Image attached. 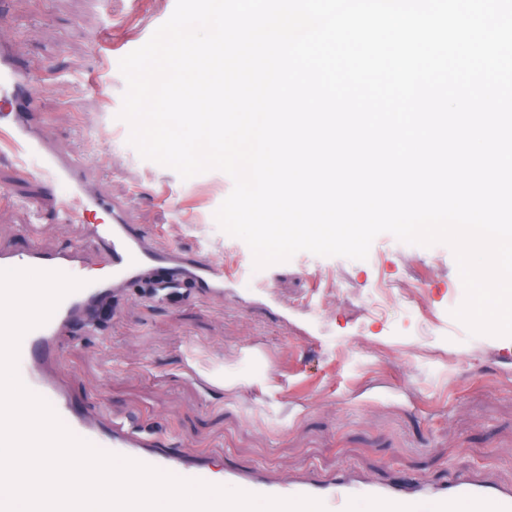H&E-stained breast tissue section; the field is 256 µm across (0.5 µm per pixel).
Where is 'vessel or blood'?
I'll use <instances>...</instances> for the list:
<instances>
[{"label": "vessel or blood", "instance_id": "b4317fda", "mask_svg": "<svg viewBox=\"0 0 512 512\" xmlns=\"http://www.w3.org/2000/svg\"><path fill=\"white\" fill-rule=\"evenodd\" d=\"M33 82V76L15 65L10 46L0 42V161L46 189L57 222L83 224L89 215L100 211L109 217L107 223L92 226L104 242L108 274L67 294L45 324L23 336L19 347L29 390L50 403L71 433L102 451L184 479L221 483L267 497H312L326 506L338 505L339 512H512V489L476 483L464 476L409 488L402 484L362 487L343 474L297 484L270 483L256 472L241 469H227L218 475L207 459L188 461L179 449L164 447L157 434L117 421H89L69 391L49 372L58 357L60 338L74 318L89 314L108 298L145 280L169 294L189 283L200 291L220 295L226 271L222 265L192 259L176 250L157 252L147 248L130 216L89 193L81 178L80 163L57 153L39 137ZM82 263L83 256L77 250L52 253L34 246L20 258L0 249V269L35 266L65 272Z\"/></svg>", "mask_w": 512, "mask_h": 512}]
</instances>
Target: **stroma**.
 Wrapping results in <instances>:
<instances>
[{"mask_svg":"<svg viewBox=\"0 0 512 512\" xmlns=\"http://www.w3.org/2000/svg\"><path fill=\"white\" fill-rule=\"evenodd\" d=\"M176 0H6L0 41L35 74L38 131L83 160L86 189L128 210L154 250L238 267L256 289H182L163 302L146 285L108 303L88 331L76 318L59 371L82 412L136 419L216 473L237 467L290 482L347 474L364 484L460 474L512 486V336L471 334L453 311L464 289L451 247L373 240L367 259L306 251L255 269L214 214L234 182L210 170L182 179L142 158L119 119V62ZM39 186L0 164V247L77 249L82 279L106 274L83 224L34 222L13 196ZM383 315L368 305L379 288Z\"/></svg>","mask_w":512,"mask_h":512,"instance_id":"stroma-1","label":"stroma"}]
</instances>
